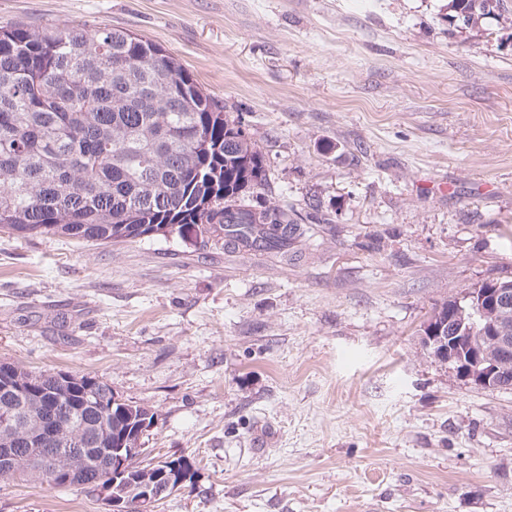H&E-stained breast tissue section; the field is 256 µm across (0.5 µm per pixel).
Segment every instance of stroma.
<instances>
[{
	"instance_id": "1",
	"label": "stroma",
	"mask_w": 512,
	"mask_h": 512,
	"mask_svg": "<svg viewBox=\"0 0 512 512\" xmlns=\"http://www.w3.org/2000/svg\"><path fill=\"white\" fill-rule=\"evenodd\" d=\"M131 31L264 156L255 206L326 220L281 251L0 232V362L89 374L191 486L155 512H512V390L422 344L512 278V26L448 0H0V26ZM0 483V512H102ZM507 0H449L448 20L458 28L512 25V6Z\"/></svg>"
}]
</instances>
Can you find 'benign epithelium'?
Instances as JSON below:
<instances>
[{
  "label": "benign epithelium",
  "instance_id": "obj_1",
  "mask_svg": "<svg viewBox=\"0 0 512 512\" xmlns=\"http://www.w3.org/2000/svg\"><path fill=\"white\" fill-rule=\"evenodd\" d=\"M512 307V282H492L468 296L466 304L456 303L448 313L426 326L425 347L436 360L452 366L458 374L492 390L504 389V360L512 358V327L503 311ZM480 332L485 344L476 342ZM150 430L140 424L132 448H109L104 452V473L81 485L96 497L105 512H146L157 500L184 487L188 475L172 459L154 461L143 446ZM142 462L143 471L132 474L131 463Z\"/></svg>",
  "mask_w": 512,
  "mask_h": 512
}]
</instances>
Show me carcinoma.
<instances>
[{
    "mask_svg": "<svg viewBox=\"0 0 512 512\" xmlns=\"http://www.w3.org/2000/svg\"><path fill=\"white\" fill-rule=\"evenodd\" d=\"M458 28L512 25L509 0H449ZM264 157L224 107L162 48L117 28L27 30L0 27V231L21 238L65 236L120 243L152 235L231 236L251 249L277 250L300 217L279 206L244 203L266 185ZM132 198L162 206L131 211ZM102 380L0 363V411L16 430L12 448L48 429L88 438L85 464L64 456L16 461L0 481L80 487L91 461L133 433L145 409H95ZM62 403L68 413H54Z\"/></svg>",
    "mask_w": 512,
    "mask_h": 512,
    "instance_id": "obj_1",
    "label": "carcinoma"
}]
</instances>
